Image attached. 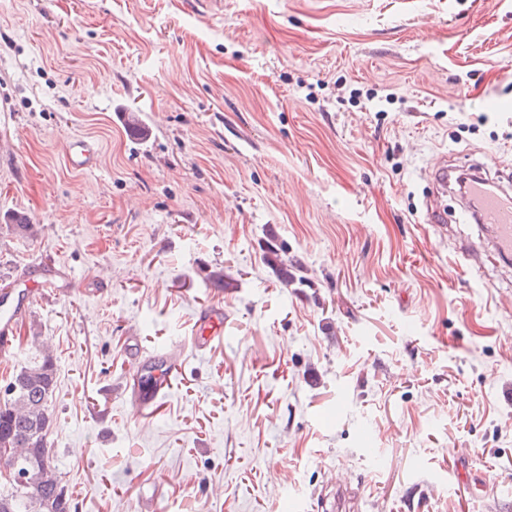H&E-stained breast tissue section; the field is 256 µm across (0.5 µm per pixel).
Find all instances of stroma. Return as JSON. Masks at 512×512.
I'll list each match as a JSON object with an SVG mask.
<instances>
[{"label": "stroma", "mask_w": 512, "mask_h": 512, "mask_svg": "<svg viewBox=\"0 0 512 512\" xmlns=\"http://www.w3.org/2000/svg\"><path fill=\"white\" fill-rule=\"evenodd\" d=\"M493 98L512 0H0V297L67 272L0 387L52 355L77 512H311L336 476L353 512H512V272L458 253L486 236L458 187L447 234L423 216L436 158L512 169ZM272 236L309 286L266 268ZM163 348L184 373L143 417ZM100 155V145L96 140L88 137L70 138L66 145L65 161L74 171H91L97 168ZM224 334V309L208 307L198 314L191 337L192 348L203 353Z\"/></svg>", "instance_id": "1"}]
</instances>
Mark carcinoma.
<instances>
[{
  "label": "carcinoma",
  "mask_w": 512,
  "mask_h": 512,
  "mask_svg": "<svg viewBox=\"0 0 512 512\" xmlns=\"http://www.w3.org/2000/svg\"><path fill=\"white\" fill-rule=\"evenodd\" d=\"M288 248L270 238L263 261L284 286L303 284V268L288 259ZM16 390L0 403V463L32 473L24 486L0 490V512H76L72 497L61 485L47 434L51 426L48 407L56 390L53 358L41 360L12 374Z\"/></svg>",
  "instance_id": "1"
}]
</instances>
